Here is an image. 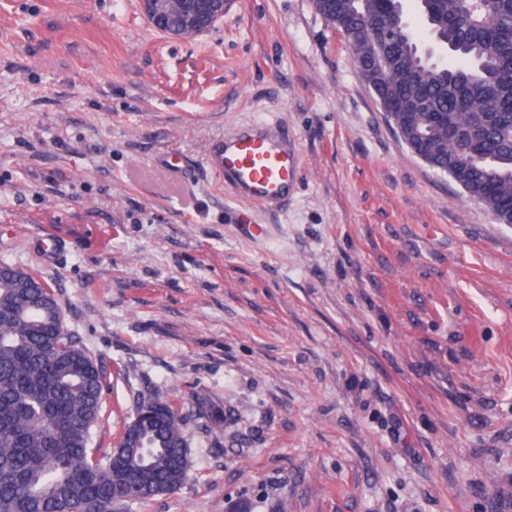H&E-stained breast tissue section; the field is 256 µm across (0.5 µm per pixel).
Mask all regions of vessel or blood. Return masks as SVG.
<instances>
[{"label": "vessel or blood", "instance_id": "vessel-or-blood-1", "mask_svg": "<svg viewBox=\"0 0 512 512\" xmlns=\"http://www.w3.org/2000/svg\"><path fill=\"white\" fill-rule=\"evenodd\" d=\"M207 164L223 172L235 200L271 211L287 206L299 177L295 141L271 121L226 134L211 149Z\"/></svg>", "mask_w": 512, "mask_h": 512}]
</instances>
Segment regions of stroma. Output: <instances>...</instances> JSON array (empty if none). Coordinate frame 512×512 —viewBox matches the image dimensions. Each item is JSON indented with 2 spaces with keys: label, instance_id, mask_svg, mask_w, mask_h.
<instances>
[{
  "label": "stroma",
  "instance_id": "obj_1",
  "mask_svg": "<svg viewBox=\"0 0 512 512\" xmlns=\"http://www.w3.org/2000/svg\"><path fill=\"white\" fill-rule=\"evenodd\" d=\"M260 119L300 145L279 213L205 166ZM1 262L121 371L97 456L141 398L185 422L183 485L123 512H512V230L400 140L312 0H229L191 40L138 0H0Z\"/></svg>",
  "mask_w": 512,
  "mask_h": 512
}]
</instances>
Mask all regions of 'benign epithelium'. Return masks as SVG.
<instances>
[{
	"instance_id": "7a95c632",
	"label": "benign epithelium",
	"mask_w": 512,
	"mask_h": 512,
	"mask_svg": "<svg viewBox=\"0 0 512 512\" xmlns=\"http://www.w3.org/2000/svg\"><path fill=\"white\" fill-rule=\"evenodd\" d=\"M180 3L181 0H139L146 20L154 28L176 38L191 39L224 18V0H204L196 7L182 11L180 23L172 27L167 21Z\"/></svg>"
}]
</instances>
